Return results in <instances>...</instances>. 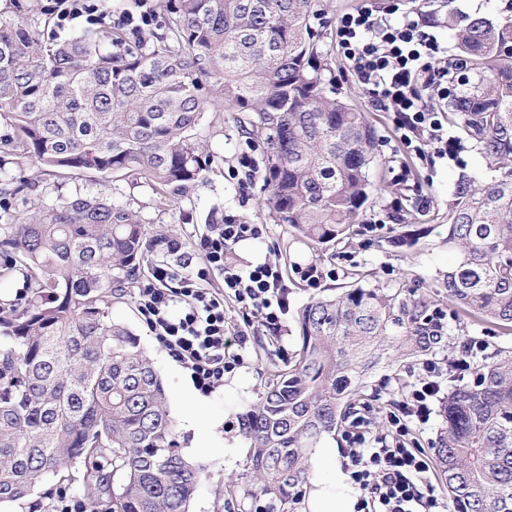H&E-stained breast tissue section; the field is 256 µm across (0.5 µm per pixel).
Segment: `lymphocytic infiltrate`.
Segmentation results:
<instances>
[{"label": "lymphocytic infiltrate", "instance_id": "lymphocytic-infiltrate-1", "mask_svg": "<svg viewBox=\"0 0 512 512\" xmlns=\"http://www.w3.org/2000/svg\"><path fill=\"white\" fill-rule=\"evenodd\" d=\"M421 14L415 0H392L383 15L375 0H357L336 20L338 47L372 106L391 113L404 149L444 159L457 150L448 137V113L428 106L425 97L447 99L448 58L437 36L422 30ZM265 232L264 225L225 215L200 238L198 265L155 266L138 289V307L153 336L191 371L202 392H213L243 364L250 340L248 330H229L225 302L268 331L287 328L288 279L279 262L269 258L242 269L232 259L235 245ZM211 276L221 278V288H202ZM423 369L426 376L403 411L388 414L385 433H374L361 416L344 432L345 468L360 491L357 512H447L429 476V456L407 442L412 427L429 423L440 400L438 363L425 360Z\"/></svg>", "mask_w": 512, "mask_h": 512}]
</instances>
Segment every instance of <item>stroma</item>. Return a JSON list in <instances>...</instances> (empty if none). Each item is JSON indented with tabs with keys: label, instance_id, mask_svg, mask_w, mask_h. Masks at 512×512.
I'll list each match as a JSON object with an SVG mask.
<instances>
[{
	"label": "stroma",
	"instance_id": "1",
	"mask_svg": "<svg viewBox=\"0 0 512 512\" xmlns=\"http://www.w3.org/2000/svg\"><path fill=\"white\" fill-rule=\"evenodd\" d=\"M352 5L353 0H319L321 48L332 60L338 91L365 112L377 130L375 177L386 190L369 202L359 221L367 224L384 220L383 233L365 237L354 232L328 250L323 260L336 266L338 274L324 279L319 287L310 288L299 280H289L287 335L280 337L257 330L248 344L243 365L226 374L223 385L212 393L200 394L197 409L214 424L207 434L197 435L179 426L182 397L193 388L194 382L190 371L174 361L151 335L138 309L136 293H129L112 306L114 320L124 323L139 337L162 378L170 418L177 424L179 450L188 460L205 467L202 487L191 503V512H255L256 502L251 495L254 480L246 467L247 448L240 431V415L256 402L269 371L284 365L286 358L296 352L300 336L299 309L312 299L340 294L348 284V274L371 272L374 284L384 288L400 286L426 294L433 306L444 311V339L431 354L440 368H447L449 360L470 342L486 344L491 356L500 350L512 351V335H503L495 324L482 322L469 325L467 331H459L448 291L443 286L449 267L458 260L457 251L448 247L446 219L454 182L462 172L484 180L498 178L499 173L465 138L461 128L453 124L448 127V135L460 145L454 159L432 163L405 152L390 114L371 106L368 95L354 82L350 67L337 48L336 19ZM50 6L51 0H0V25L10 24L22 15L42 32L54 33L59 40L90 31V24L83 21L65 30L58 29L46 13ZM201 135L213 154L212 169L203 182L168 204H158L152 189L132 177L104 179L94 173L58 177L10 157L0 162V202L5 199L6 185L19 175L25 177L31 188L27 203L13 204L12 210L18 214L33 213L38 203L78 194L107 197L136 211L152 233L165 235L174 248L167 258L172 265L194 259L197 239L216 218L239 215L266 227L263 239L234 247L232 255L239 267L268 257L277 259L288 270L308 263L312 250L307 243L297 239L288 225L270 221L262 204L265 194L261 182H254L243 192L232 179L231 170L239 169L240 158L248 151L238 125L228 118L223 131L216 133L205 127ZM397 200L402 203L398 212L393 209ZM423 375L421 360L402 357L395 349H388L367 370L351 403L369 404L373 430L384 431L388 413L402 405Z\"/></svg>",
	"mask_w": 512,
	"mask_h": 512
}]
</instances>
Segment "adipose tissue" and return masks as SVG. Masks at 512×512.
<instances>
[{
  "instance_id": "1",
  "label": "adipose tissue",
  "mask_w": 512,
  "mask_h": 512,
  "mask_svg": "<svg viewBox=\"0 0 512 512\" xmlns=\"http://www.w3.org/2000/svg\"><path fill=\"white\" fill-rule=\"evenodd\" d=\"M339 448L316 449L307 512H355L359 492L340 462Z\"/></svg>"
}]
</instances>
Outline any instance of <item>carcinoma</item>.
Here are the masks:
<instances>
[{
	"label": "carcinoma",
	"instance_id": "obj_1",
	"mask_svg": "<svg viewBox=\"0 0 512 512\" xmlns=\"http://www.w3.org/2000/svg\"><path fill=\"white\" fill-rule=\"evenodd\" d=\"M152 48L110 25L47 42L23 17L0 26V152L56 174L135 177L166 204L203 180L208 104L224 103L265 150L269 216L312 246L339 244L377 191V132L336 93L315 28L316 0H163ZM457 122L500 177L465 172L448 206L459 251L444 287L462 324L512 334V21L470 19L455 33ZM161 240L136 211L98 196L43 203L0 224V504L83 467L72 493L108 512H190L201 467L175 443L165 389L112 297L134 287ZM431 301L355 280L298 313L300 347L241 415L254 496L292 512L312 449L348 415L366 365L391 342L403 357L438 345ZM448 393L434 454L454 512H512V351L481 357ZM121 474L113 487L114 474Z\"/></svg>",
	"mask_w": 512,
	"mask_h": 512
}]
</instances>
